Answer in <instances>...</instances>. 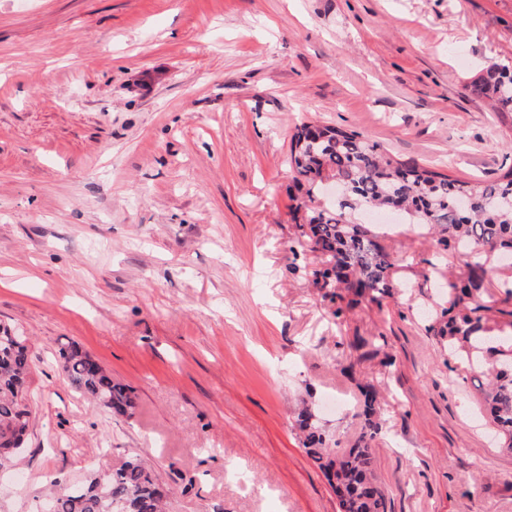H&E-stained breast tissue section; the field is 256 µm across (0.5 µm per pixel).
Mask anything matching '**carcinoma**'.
<instances>
[{
	"mask_svg": "<svg viewBox=\"0 0 512 512\" xmlns=\"http://www.w3.org/2000/svg\"><path fill=\"white\" fill-rule=\"evenodd\" d=\"M471 94L489 101L505 116L512 112V65L493 63L466 85ZM289 166L303 178L305 208L302 234L311 249L324 256L315 272L323 289L345 288L359 299L381 304L394 295L390 253L370 231L351 219L361 208H389L422 224L437 235L444 251L512 258V167L496 180L472 184L417 162L390 157L380 144L355 131L302 123L291 137ZM332 178L339 188L336 208L315 206V199ZM487 271L477 263L465 277L448 278L450 307L435 329L448 337V352L463 359L475 373L488 377L481 402L505 445L512 449V348L486 346L487 340L512 321L500 322L482 312L478 300ZM56 362L69 384L106 413L132 416V390L115 381L88 352L74 342L61 343ZM32 345L6 325H0V469L11 466L30 425ZM307 454L334 483L341 512H386V496L371 474L369 441L379 427L366 420L354 445L338 454L327 436L302 418ZM169 489L137 457L107 472L89 475L84 484L52 490L45 500L52 512H164Z\"/></svg>",
	"mask_w": 512,
	"mask_h": 512,
	"instance_id": "1",
	"label": "carcinoma"
}]
</instances>
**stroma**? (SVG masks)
<instances>
[{"label": "stroma", "mask_w": 512, "mask_h": 512, "mask_svg": "<svg viewBox=\"0 0 512 512\" xmlns=\"http://www.w3.org/2000/svg\"><path fill=\"white\" fill-rule=\"evenodd\" d=\"M494 62L512 0H0V321L35 353L0 512L132 455L168 512H339L298 413L344 450L369 389L387 512H512V451L431 332L472 256L395 225V296L344 308L314 283L287 162L305 121L492 181L512 126L466 85ZM67 341L134 417L68 384ZM55 356L61 373L79 394L96 402L110 415L134 414L136 402L132 390L115 381L112 373L76 343H60Z\"/></svg>", "instance_id": "35a3bbf8"}]
</instances>
